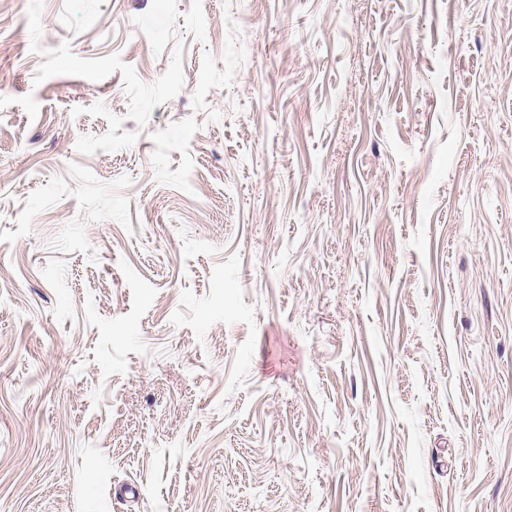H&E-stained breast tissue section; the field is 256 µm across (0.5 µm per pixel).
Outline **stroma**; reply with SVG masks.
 I'll return each instance as SVG.
<instances>
[{
  "label": "stroma",
  "mask_w": 512,
  "mask_h": 512,
  "mask_svg": "<svg viewBox=\"0 0 512 512\" xmlns=\"http://www.w3.org/2000/svg\"><path fill=\"white\" fill-rule=\"evenodd\" d=\"M0 512H512V0H0Z\"/></svg>",
  "instance_id": "obj_1"
}]
</instances>
